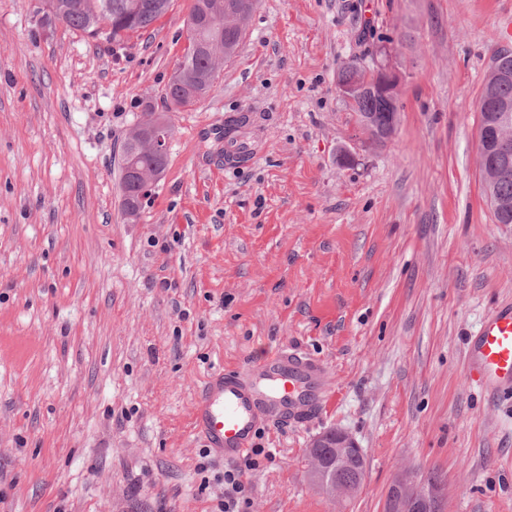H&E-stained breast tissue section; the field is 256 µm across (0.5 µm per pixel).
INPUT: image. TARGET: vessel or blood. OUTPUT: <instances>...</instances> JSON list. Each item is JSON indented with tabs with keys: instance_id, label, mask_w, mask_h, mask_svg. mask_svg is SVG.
<instances>
[{
	"instance_id": "obj_1",
	"label": "vessel or blood",
	"mask_w": 512,
	"mask_h": 512,
	"mask_svg": "<svg viewBox=\"0 0 512 512\" xmlns=\"http://www.w3.org/2000/svg\"><path fill=\"white\" fill-rule=\"evenodd\" d=\"M227 163L256 159L252 146L227 128ZM470 372L490 395L512 393V304L495 308L470 339ZM323 361L282 348L245 367L210 376L196 396L194 419L206 445L225 462L251 447L264 421L299 423L315 416L329 397Z\"/></svg>"
}]
</instances>
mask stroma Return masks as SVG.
<instances>
[{"instance_id":"35a3bbf8","label":"stroma","mask_w":512,"mask_h":512,"mask_svg":"<svg viewBox=\"0 0 512 512\" xmlns=\"http://www.w3.org/2000/svg\"><path fill=\"white\" fill-rule=\"evenodd\" d=\"M191 5L116 45L0 0V512H217L194 399L280 346L334 390L309 424L261 427L247 512H383L433 471L442 512H512V398L464 359L512 303L476 109L512 0H258L207 95L170 108ZM384 47L405 77L376 144L336 77ZM150 110L174 134L130 221L122 144ZM235 117L261 155L229 166ZM332 428L365 453L348 498L309 476Z\"/></svg>"}]
</instances>
